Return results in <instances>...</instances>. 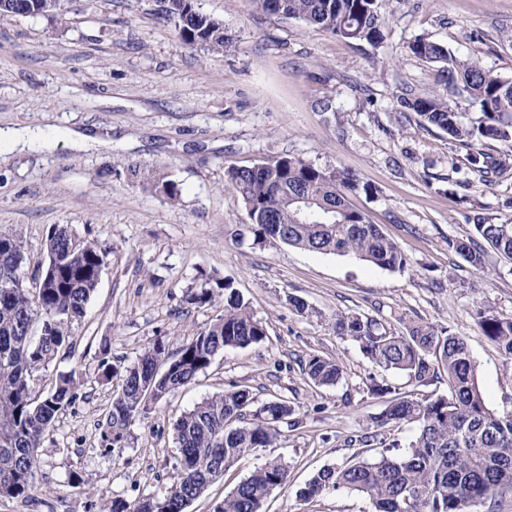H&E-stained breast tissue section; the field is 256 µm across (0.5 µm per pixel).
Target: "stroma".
Wrapping results in <instances>:
<instances>
[{
	"label": "stroma",
	"mask_w": 512,
	"mask_h": 512,
	"mask_svg": "<svg viewBox=\"0 0 512 512\" xmlns=\"http://www.w3.org/2000/svg\"><path fill=\"white\" fill-rule=\"evenodd\" d=\"M196 5L232 33L224 52L185 44L157 19L155 0L0 17V127L30 129L41 141L34 149L0 146V230L20 239L30 277L47 262L54 225L111 250L85 317L69 329L72 349L29 382L38 398L57 372L71 371L79 396L39 450L34 496L2 497L0 512H110L116 499L162 496L177 464L174 420L232 387L260 404L288 400L301 424L243 457L186 512H213L274 457L287 463L289 478L263 512H371L353 492L309 501L299 492L323 466L379 456L380 445L349 442L388 403L368 392L369 378L417 399L449 389L444 378L414 386L369 363L334 329L337 313L349 310L464 337L487 408L512 413V360L474 318L488 306L512 319V260L487 245L478 268L448 247L471 235L477 218L512 223V170L472 179L470 146L403 105L446 90L440 64L410 51L421 37L512 79V0H384V39L375 46L260 13L253 0ZM73 129L111 135L112 145L74 149ZM284 154L348 169L371 186L372 194L350 201L398 243L404 271L255 241L224 171ZM153 176L177 184L178 197L153 189ZM207 281L216 285L213 302L188 304L189 290ZM224 281L263 322L265 339L216 355L130 425L127 447L106 452L101 425L114 387L98 375L102 353L131 365L157 341L176 352L221 314ZM291 295L315 315H299ZM311 354L340 360L342 380L315 385L300 365ZM73 472L80 486L70 484Z\"/></svg>",
	"instance_id": "stroma-1"
}]
</instances>
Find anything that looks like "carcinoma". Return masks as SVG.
Wrapping results in <instances>:
<instances>
[{
    "mask_svg": "<svg viewBox=\"0 0 512 512\" xmlns=\"http://www.w3.org/2000/svg\"><path fill=\"white\" fill-rule=\"evenodd\" d=\"M61 0H0V15L45 17ZM157 17L172 23L187 44L220 52L233 41L224 24L201 12L195 0H158ZM257 8L283 19L343 39L377 45L383 38L379 0H254ZM420 59L443 64L448 75L445 94L417 97L405 105L422 119L472 147L486 141L512 144V79L485 69L479 60L459 58L444 46L420 38L411 45ZM465 98L480 117L466 123L450 103ZM469 169L484 181L490 173L512 168V154L495 156L481 150L470 155ZM226 184L242 198L255 239L278 240L319 252L352 254L390 271H402L407 259L379 225L351 205L349 196L369 187L341 168H322L284 155L252 166L230 165ZM336 207V223H319L322 205ZM475 235L448 240V247L476 267L482 249L476 238L512 260V224L483 217ZM70 229L56 226L44 247L52 277L30 291L23 285L24 254L16 235L0 232V485L3 497L27 499L35 491L37 452L58 414L77 397L71 373L58 374L40 400L31 397L28 377L71 349L69 324L82 317L98 285L108 251L95 242L71 248ZM224 313L174 355L158 341L136 364L119 368L108 351L98 363L100 378L118 379L116 393L101 432L106 448H122L128 427L153 403L187 385L219 352L263 341L266 329L231 285L225 283ZM478 326L498 350L512 359V320L486 307L474 313ZM336 333L354 342L371 363L405 375L416 383L444 375L448 395L417 400L398 394L378 414L369 416L359 442L383 440L390 424L413 423L416 434L401 454L321 467L300 491L309 500L339 490L365 496L372 512H470L478 503L494 501L512 489V413L498 416L483 400L466 341L431 325L400 329L374 316L352 311L336 315ZM303 373L318 386L336 385L343 367L336 359L310 355ZM247 389H231L202 400L179 416L173 430L179 457L170 487L160 497L130 505L112 501V512H185L210 483L243 456L276 444L279 425L296 428L300 419L280 398L254 407ZM288 465L268 460L237 483L214 512H261L267 497L288 483Z\"/></svg>",
    "mask_w": 512,
    "mask_h": 512,
    "instance_id": "1",
    "label": "carcinoma"
}]
</instances>
